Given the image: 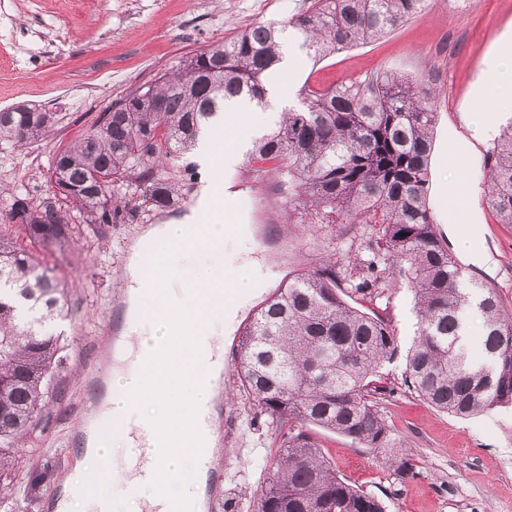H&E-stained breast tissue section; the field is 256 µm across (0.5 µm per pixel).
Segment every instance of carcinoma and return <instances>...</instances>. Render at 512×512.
Masks as SVG:
<instances>
[{"instance_id": "cac0c4a2", "label": "carcinoma", "mask_w": 512, "mask_h": 512, "mask_svg": "<svg viewBox=\"0 0 512 512\" xmlns=\"http://www.w3.org/2000/svg\"><path fill=\"white\" fill-rule=\"evenodd\" d=\"M429 0H313L287 25L263 22L182 60L173 73L118 101L59 151L38 202H0V505L21 463L18 442L47 417L66 345L51 331L64 310L54 270L30 245L66 248L75 224H115L122 212L164 207L180 191L168 165L190 153L226 103H261L291 27L318 62L367 44L421 14ZM435 93L390 69L326 89L305 85L300 104L255 141L249 161L271 172L299 224H363L367 251L346 267L288 276L239 332L240 387L282 434L257 512H385L339 477L309 433L318 427L384 453L401 475L410 455L393 446L378 402L394 330L376 309L393 279L413 293L418 335L405 385L433 408L469 417L512 404V318L493 290L465 281L438 237L427 197ZM56 113L0 111V143L44 138ZM270 164V169L262 168ZM487 207L512 224V125L489 154ZM362 299L366 312L350 303ZM477 349L463 343L471 309Z\"/></svg>"}]
</instances>
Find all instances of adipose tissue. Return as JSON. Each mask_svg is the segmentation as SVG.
I'll list each match as a JSON object with an SVG mask.
<instances>
[{"label": "adipose tissue", "mask_w": 512, "mask_h": 512, "mask_svg": "<svg viewBox=\"0 0 512 512\" xmlns=\"http://www.w3.org/2000/svg\"><path fill=\"white\" fill-rule=\"evenodd\" d=\"M489 74L479 87V100L471 113L472 121L481 134H490L486 114L500 93H508L507 107L512 108V36L505 37L497 53L485 63ZM451 164L456 170L454 179L440 183L439 193L449 209L468 212L465 232L457 241L460 254L471 264L483 267L493 259L478 245L483 231L481 219L472 210V202L481 188L466 182L465 163L469 152L467 142L451 139ZM242 152V142L232 131H212L201 147V160L221 171L232 170ZM232 199L213 202L209 191H202L189 214L174 221L148 228L149 236L159 239L164 251L165 264L156 276L135 277L127 286L128 307L126 318L129 326L124 340L111 355V397L99 407L100 414L118 415L124 409L125 394L121 389L129 371L139 362L144 352H152L160 376L159 382L144 390L137 398L143 417L156 422L161 430V440L181 434L180 419L196 403L205 401L217 406L221 397L219 387L211 384L206 375L194 372L171 377L170 361L164 357V347L179 344L181 350L192 349L191 338L203 332L210 340L209 355L224 354L227 333L235 324L258 292L265 288L267 279L260 263L241 254L239 247L251 234L245 224H238L234 233L224 231V217L235 214ZM203 224L205 237L196 245L183 246L181 236L185 226ZM206 256L209 264L195 269L191 278L177 276L179 267L191 259ZM233 278L234 296L225 300L221 276ZM153 443L142 442L120 430L112 435H92L84 451L91 462L120 455L121 467L134 471L138 462L151 458ZM166 476L162 482H139L136 492H121L112 503V512H129L133 501L147 503L152 512H163L166 499H179L184 512H204L205 480L187 481L190 459L183 454L167 455L162 461Z\"/></svg>", "instance_id": "obj_1"}]
</instances>
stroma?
Returning <instances> with one entry per match:
<instances>
[{
  "label": "stroma",
  "mask_w": 512,
  "mask_h": 512,
  "mask_svg": "<svg viewBox=\"0 0 512 512\" xmlns=\"http://www.w3.org/2000/svg\"><path fill=\"white\" fill-rule=\"evenodd\" d=\"M311 0H0V110L24 102L56 112L49 136L23 150L0 148V188L13 187L39 199L51 194L47 170L51 157L80 137L101 112L131 92L148 86L186 56L234 37L246 26L287 23ZM512 27V0H429L428 8L383 38L313 62L294 49L273 85L288 95L267 116L274 127L282 111L298 106L304 84L328 88L377 69L391 68L432 88L437 117L429 181L446 172L445 132L473 142L468 176L488 178L492 140L474 138L462 114L472 103L475 82L485 60L496 51L502 32ZM183 169L181 190L168 206L139 209L123 224L93 233L75 229L65 250H39L65 288L68 317L54 326L68 345L53 383L48 420L29 437L23 465L51 466L54 475L37 498L27 494L28 478L18 474L11 499L17 512H54L66 477L80 455L75 434L86 421L87 406L102 377L113 313L121 309L114 286L127 249L141 230L182 216L201 187L203 168L195 155L177 162ZM238 190L242 223L254 235H267L268 248L247 249L263 272L279 284L287 273L327 264L351 263L363 254L366 240L346 224L288 221V210L271 177L255 178L247 158L230 176ZM482 246L496 264L484 269L463 265L465 280L493 289L504 315L512 317V224L499 223L482 208ZM387 310L397 352L382 372L393 396L380 404L397 447L415 467L401 476L383 454L322 429L311 435L348 483L380 499L387 512H512V405L471 417L436 411L403 384L406 356L417 332L412 295L404 282L390 286ZM281 444L271 418L260 413L238 387L234 367L224 373V403L218 472L220 484L207 488V512H257L270 464Z\"/></svg>",
  "instance_id": "1"
}]
</instances>
